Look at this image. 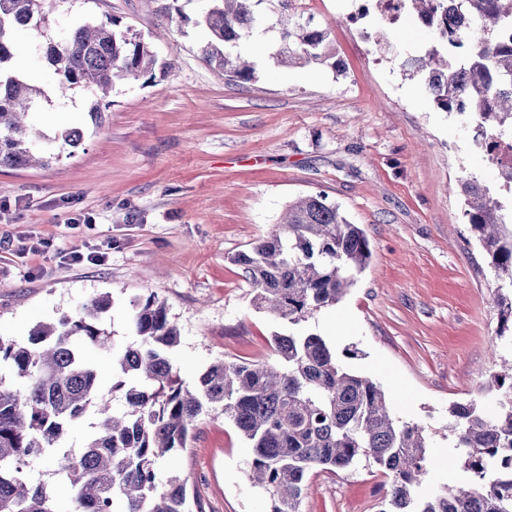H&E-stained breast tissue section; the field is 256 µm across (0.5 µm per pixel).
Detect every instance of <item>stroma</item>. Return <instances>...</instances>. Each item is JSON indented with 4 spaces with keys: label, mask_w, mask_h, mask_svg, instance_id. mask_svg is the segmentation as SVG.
I'll return each instance as SVG.
<instances>
[{
    "label": "stroma",
    "mask_w": 512,
    "mask_h": 512,
    "mask_svg": "<svg viewBox=\"0 0 512 512\" xmlns=\"http://www.w3.org/2000/svg\"><path fill=\"white\" fill-rule=\"evenodd\" d=\"M340 61L282 65L276 29L264 33L255 76L228 81L202 58L205 28L163 29L159 0H61L23 43L58 40L72 21L120 19L153 43L152 78L117 82L101 123L93 96L54 95L53 73L35 56L17 65L50 97L32 122L55 138L42 166L0 167V336L74 314L108 292L104 324L129 342L130 302L164 301L181 331L173 363L195 382L215 358L271 360L286 321L257 309L231 258L268 235L289 202L324 194L365 231L368 267L335 305L303 323L324 336L351 370L383 387L400 420L425 427L440 459L423 489L462 481L445 467L456 402H490L484 387L512 346L498 335L491 301L500 282L465 223L459 181L496 184L462 116L437 108L422 77L401 59L429 47L428 30L403 20L386 47L373 18L352 20L356 0H311ZM78 130L81 145L61 135ZM104 261L69 264V252ZM252 450L232 422L209 415L179 457L204 512H268L249 479ZM387 478L362 457L348 469L308 479L301 512H378Z\"/></svg>",
    "instance_id": "obj_1"
}]
</instances>
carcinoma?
Instances as JSON below:
<instances>
[{"label":"carcinoma","mask_w":512,"mask_h":512,"mask_svg":"<svg viewBox=\"0 0 512 512\" xmlns=\"http://www.w3.org/2000/svg\"><path fill=\"white\" fill-rule=\"evenodd\" d=\"M161 7L165 20L189 16L179 2ZM54 0H0V166L23 167L54 153L46 137L32 136L26 119L46 91L15 68L23 53L42 57L60 88L107 94L120 80L153 75L150 45L113 19H76L62 43L29 48L17 33L47 21ZM266 0H207L196 24L210 39L204 60L228 79L249 81L256 63L238 50L261 27ZM403 14L434 31L431 48L401 63L425 75L436 105L469 120L473 141L497 170L499 190L512 194V0H401ZM377 19L376 41L395 19ZM474 38L463 56L448 54ZM278 57L323 64L335 57L327 32L310 21L279 19ZM463 216L491 267L507 279L493 294L499 336L512 330V199L494 195L470 175L460 183ZM371 259L364 230L321 193L295 199L277 229L237 253L253 303L297 326L334 305ZM111 295L96 294L74 316L33 327L25 340L0 337V512H203L191 502L179 455L196 422L215 412L231 421L252 448L249 478L270 501L269 512H300L313 471L336 472L358 458L373 460L389 476L380 512H512V365L491 375L495 403H457L453 448L469 478L422 492L433 460L426 430L391 412L381 386L336 358L317 334L275 335L274 363L212 361L195 385L182 381L172 354L180 329L155 296L132 303L127 326L137 344L119 351L103 316ZM112 361V386L102 387L91 351ZM124 401L117 412L115 399ZM83 428L79 453L65 449ZM54 455L58 481L70 487L61 505L25 468Z\"/></svg>","instance_id":"carcinoma-1"}]
</instances>
